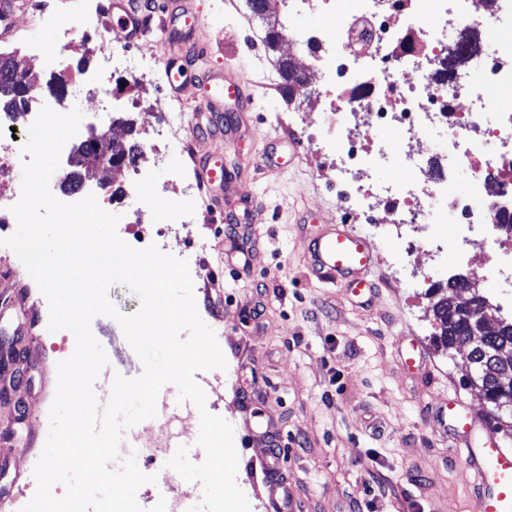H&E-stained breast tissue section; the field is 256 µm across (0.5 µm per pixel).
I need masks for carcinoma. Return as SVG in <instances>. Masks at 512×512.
I'll return each mask as SVG.
<instances>
[{
  "label": "carcinoma",
  "instance_id": "cac0c4a2",
  "mask_svg": "<svg viewBox=\"0 0 512 512\" xmlns=\"http://www.w3.org/2000/svg\"><path fill=\"white\" fill-rule=\"evenodd\" d=\"M256 0H247L251 15L262 20L266 28V46L275 50L281 38L277 15L258 11ZM19 87L0 79V111L16 112L24 104ZM435 319L440 324L439 340L448 350L467 343L472 334L470 322L463 318L446 298L434 306ZM470 363L476 378L471 384H480L491 413L498 412L500 406H512V318H500L497 330L482 337V342L473 347Z\"/></svg>",
  "mask_w": 512,
  "mask_h": 512
}]
</instances>
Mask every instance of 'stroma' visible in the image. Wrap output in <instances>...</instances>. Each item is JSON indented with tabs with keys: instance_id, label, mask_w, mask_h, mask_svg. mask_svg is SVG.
Returning <instances> with one entry per match:
<instances>
[{
	"instance_id": "stroma-1",
	"label": "stroma",
	"mask_w": 512,
	"mask_h": 512,
	"mask_svg": "<svg viewBox=\"0 0 512 512\" xmlns=\"http://www.w3.org/2000/svg\"><path fill=\"white\" fill-rule=\"evenodd\" d=\"M109 0H70V17L81 22V41L54 72L33 66L40 83L67 86L64 103L79 108L81 128L105 131L107 123L128 124L123 143H144L153 128L164 125V102L171 92L156 76L149 93L161 104L152 115L133 109L135 90L122 68L112 72V110L100 122L82 76L93 71L99 30L92 20L97 5ZM194 0L200 23L193 33L207 50L196 67L219 69L233 63L248 76H264L256 110L224 106L223 139L209 138L206 115L193 107L203 88L188 76L181 104L183 129L202 153L222 149L224 165L237 176L225 188L232 203L248 194L255 199L251 232L238 242L250 255L249 278H239L225 255L228 226L209 207L193 208L171 243L172 256L187 260L197 311L206 324L223 321L218 344L223 370L201 372L197 384L207 410L234 428L238 454L237 483L251 512H475L474 477L450 449L434 413L448 395H459L474 411H489L479 388L464 385L469 347L446 350L433 335L439 326L433 307V284L447 286L462 276L479 292L497 301L501 294L483 268L468 267L456 253L441 261L425 259L417 274H405L399 286L389 283V259L404 258L405 242L373 238L369 245L382 261L371 272L372 297L320 279L310 271L311 237L342 223L330 166L315 168L306 158L288 161V148L270 140L297 116L279 73L278 56L268 51L264 31L245 0ZM139 167L152 169L158 189H172L195 175V164L170 147L164 165L143 154ZM107 201L119 215V236L142 249L153 231L152 218L130 193L127 175L109 179ZM208 247L198 251L197 241ZM46 297L31 276L0 275V504L14 512L36 491L33 464L49 429V410L57 387V364L76 347L66 329L49 331ZM91 332L105 351L106 372L127 379L142 373L143 364L116 320L97 316ZM422 356V364L403 365L401 352ZM166 408L133 425L140 447L151 458H137L139 470L157 476L142 485L136 500L149 512L160 498L162 480L192 505L203 498L201 482L185 481L168 468V451L156 450L160 434L179 433L193 461L205 458L198 445L199 412L178 399L173 386L163 387Z\"/></svg>"
}]
</instances>
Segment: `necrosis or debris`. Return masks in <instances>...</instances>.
Masks as SVG:
<instances>
[{
    "label": "necrosis or debris",
    "instance_id": "necrosis-or-debris-1",
    "mask_svg": "<svg viewBox=\"0 0 512 512\" xmlns=\"http://www.w3.org/2000/svg\"><path fill=\"white\" fill-rule=\"evenodd\" d=\"M299 2L322 19L306 42L317 50L310 66L323 83L326 124L302 122L306 155L331 161L353 223L435 257L448 244L462 246L463 261L482 257L491 280L512 283V107L503 101L512 91V0ZM491 22L499 43L476 84L459 61L463 38ZM101 28L92 95L103 108L126 39L111 22ZM44 104L34 94L25 109L0 115V175L25 162L17 135ZM130 188L147 195L161 236L183 223V202L200 192L182 182L176 205L148 192L138 173ZM480 224L494 225L496 236L474 239Z\"/></svg>",
    "mask_w": 512,
    "mask_h": 512
}]
</instances>
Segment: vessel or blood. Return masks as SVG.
I'll return each instance as SVG.
<instances>
[{"label": "vessel or blood", "mask_w": 512, "mask_h": 512, "mask_svg": "<svg viewBox=\"0 0 512 512\" xmlns=\"http://www.w3.org/2000/svg\"><path fill=\"white\" fill-rule=\"evenodd\" d=\"M112 12L119 17L117 27L122 33L132 34L137 40L149 33V25L134 24L131 0H112ZM202 53V48L195 44L173 53L165 69L175 74L169 82L174 94L180 96L185 91L182 73L186 61ZM249 84V79L234 67L225 73L206 71L203 75L206 93L197 103L198 111H223L225 99H242ZM196 172L200 183L209 190L215 184L224 185L232 180L229 172L215 168L208 158L197 161ZM308 252L315 275L345 281L358 294L372 292L369 274L376 264V255L349 225L339 224L316 236L310 241ZM440 420L457 442L464 466L476 477L478 512H512V448L503 444L493 423L474 413L455 395L449 397Z\"/></svg>", "instance_id": "b4317fda"}]
</instances>
